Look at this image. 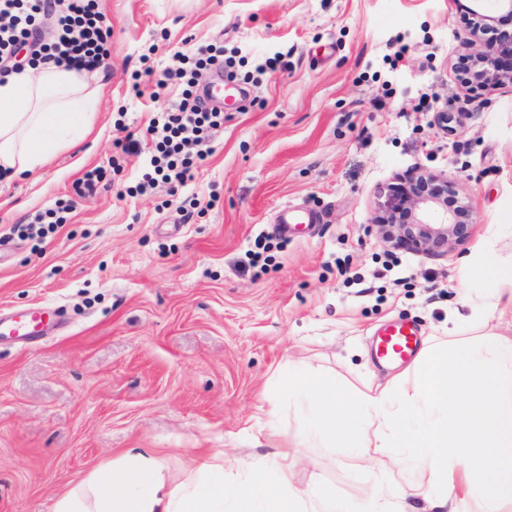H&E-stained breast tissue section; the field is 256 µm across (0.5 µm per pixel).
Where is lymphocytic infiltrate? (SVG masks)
I'll list each match as a JSON object with an SVG mask.
<instances>
[{
	"label": "lymphocytic infiltrate",
	"instance_id": "f902f5d3",
	"mask_svg": "<svg viewBox=\"0 0 512 512\" xmlns=\"http://www.w3.org/2000/svg\"><path fill=\"white\" fill-rule=\"evenodd\" d=\"M49 15L56 16V36L52 42L37 40L39 26ZM111 30L98 10L96 0H0V65L12 61L19 46L32 44L42 61L69 68L92 71L106 56ZM178 67L165 70L168 80L182 85L179 101L154 113L144 140H128L125 148L136 152L141 142L150 150L144 161L136 189L146 192L157 184H167L178 192L194 178V173L212 153L210 133L224 124V115L203 105L194 92L197 70L215 65V55L184 52L174 54Z\"/></svg>",
	"mask_w": 512,
	"mask_h": 512
}]
</instances>
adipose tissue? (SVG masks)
I'll return each mask as SVG.
<instances>
[{
    "label": "adipose tissue",
    "instance_id": "obj_1",
    "mask_svg": "<svg viewBox=\"0 0 512 512\" xmlns=\"http://www.w3.org/2000/svg\"><path fill=\"white\" fill-rule=\"evenodd\" d=\"M104 90L101 73L51 63L0 76V172L22 176L79 146ZM462 271L467 284L484 288L472 311L489 308L512 321V262L468 259ZM297 384L321 436L346 433V446L378 482L395 470L405 482L408 492L398 502L371 493L355 512H415L416 500L438 512H469L474 503L484 512H512V336L425 348L412 370L347 406L337 405L336 385L325 377L305 375ZM355 413L365 429L352 430ZM407 418L417 422L414 432L400 429ZM167 484L159 458L131 448L61 496L55 512H219L224 502L220 483L179 496ZM259 492L266 512H338L335 498L318 487L283 510L258 481L236 491L239 512H252Z\"/></svg>",
    "mask_w": 512,
    "mask_h": 512
}]
</instances>
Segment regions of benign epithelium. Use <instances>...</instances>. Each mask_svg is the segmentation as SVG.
<instances>
[{
    "mask_svg": "<svg viewBox=\"0 0 512 512\" xmlns=\"http://www.w3.org/2000/svg\"><path fill=\"white\" fill-rule=\"evenodd\" d=\"M495 2V15L472 11L473 21L464 40L470 67L458 75L465 89L512 84V34L504 32L496 40L486 38L495 23L512 19V0ZM378 198L373 224L379 238L395 248L440 255L472 235V201L459 198L456 183L443 174L413 173L379 193Z\"/></svg>",
    "mask_w": 512,
    "mask_h": 512,
    "instance_id": "1",
    "label": "benign epithelium"
}]
</instances>
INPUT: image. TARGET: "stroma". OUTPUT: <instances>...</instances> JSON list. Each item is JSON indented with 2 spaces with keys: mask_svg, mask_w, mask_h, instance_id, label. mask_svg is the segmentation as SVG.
Listing matches in <instances>:
<instances>
[{
  "mask_svg": "<svg viewBox=\"0 0 512 512\" xmlns=\"http://www.w3.org/2000/svg\"><path fill=\"white\" fill-rule=\"evenodd\" d=\"M98 5L112 38L91 133L0 180V309L57 308L68 323L31 346L0 338V512H55L131 448L151 449L179 494L202 481L190 457L223 449L241 467L215 480L257 470L275 488V455L295 448L292 492L317 485L351 507L368 477L349 449L314 438L296 378L331 376L349 404L403 372L371 356L383 323L414 321L433 344L458 319L460 337H482L460 265L512 199V87L461 88L469 19L455 0ZM187 48L223 50L247 95L186 188L129 194L144 157L121 145L180 99L163 73ZM278 53L286 69L259 72ZM93 168L103 182L79 194ZM420 169L455 179L475 207L472 238L442 256L391 250L371 224L378 190ZM64 201L74 209L43 244L7 239ZM286 206L319 221L275 232ZM261 232L257 273L242 262Z\"/></svg>",
  "mask_w": 512,
  "mask_h": 512,
  "instance_id": "35a3bbf8",
  "label": "stroma"
}]
</instances>
